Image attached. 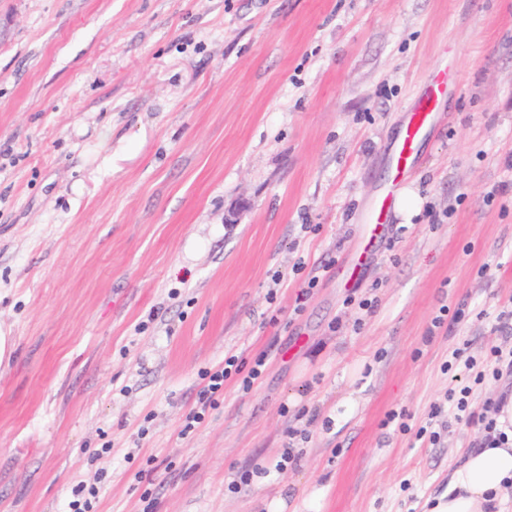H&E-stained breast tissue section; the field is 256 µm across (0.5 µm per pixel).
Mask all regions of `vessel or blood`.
I'll return each mask as SVG.
<instances>
[{
    "label": "vessel or blood",
    "instance_id": "obj_1",
    "mask_svg": "<svg viewBox=\"0 0 512 512\" xmlns=\"http://www.w3.org/2000/svg\"><path fill=\"white\" fill-rule=\"evenodd\" d=\"M448 93L446 74L434 76L427 84L418 106L409 113L406 125L396 143L390 158L392 181L387 184L368 210V224L371 239L384 236L391 211L395 203V185L406 179L414 168L420 144L437 118L439 102Z\"/></svg>",
    "mask_w": 512,
    "mask_h": 512
}]
</instances>
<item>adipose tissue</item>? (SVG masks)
<instances>
[{"instance_id": "adipose-tissue-1", "label": "adipose tissue", "mask_w": 512, "mask_h": 512, "mask_svg": "<svg viewBox=\"0 0 512 512\" xmlns=\"http://www.w3.org/2000/svg\"><path fill=\"white\" fill-rule=\"evenodd\" d=\"M436 512H512V446L467 454Z\"/></svg>"}]
</instances>
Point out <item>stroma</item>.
<instances>
[{"mask_svg": "<svg viewBox=\"0 0 512 512\" xmlns=\"http://www.w3.org/2000/svg\"><path fill=\"white\" fill-rule=\"evenodd\" d=\"M447 65L422 209L346 281ZM510 310L512 0H0V512H430L483 438L444 365ZM262 353L182 434L200 371ZM85 490L86 486L82 482L75 486L72 491L74 499L68 504V512H95L92 499L96 503L95 499L98 496V491L94 486H91L87 489L88 497H86Z\"/></svg>", "mask_w": 512, "mask_h": 512, "instance_id": "obj_1", "label": "stroma"}]
</instances>
